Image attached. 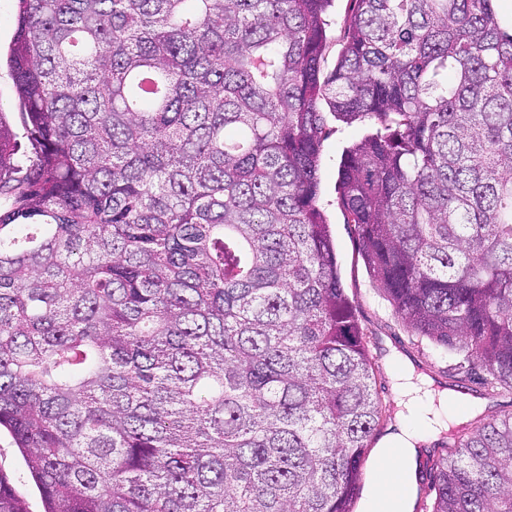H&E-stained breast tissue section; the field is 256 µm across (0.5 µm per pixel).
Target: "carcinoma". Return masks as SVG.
Here are the masks:
<instances>
[{
    "mask_svg": "<svg viewBox=\"0 0 512 512\" xmlns=\"http://www.w3.org/2000/svg\"><path fill=\"white\" fill-rule=\"evenodd\" d=\"M18 0L0 114V428L45 512H352L390 417L318 205L415 336L512 390V32L494 0ZM427 512H512V416ZM0 512H27L0 474ZM17 12L18 7L15 0H0V104L2 112L8 117L10 128L15 140L18 142V146L21 145L18 154L15 156L17 160H21L23 152L27 147V140L24 137V130L19 119L18 98L14 79L4 62L6 52L16 30ZM354 7L353 0H335L329 8L327 20V37L328 43L322 61V71L324 74L330 72L341 50L342 40L344 36V23L346 18L350 15Z\"/></svg>",
    "mask_w": 512,
    "mask_h": 512,
    "instance_id": "cac0c4a2",
    "label": "carcinoma"
}]
</instances>
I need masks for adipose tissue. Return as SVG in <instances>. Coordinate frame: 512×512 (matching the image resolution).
I'll return each instance as SVG.
<instances>
[{"label": "adipose tissue", "mask_w": 512, "mask_h": 512, "mask_svg": "<svg viewBox=\"0 0 512 512\" xmlns=\"http://www.w3.org/2000/svg\"><path fill=\"white\" fill-rule=\"evenodd\" d=\"M394 386L400 398V413L404 424L391 434L379 448V456H386L388 449H395L394 467L401 474H409L414 466L417 444L425 434L436 432L443 418L448 415V396H441L438 405L428 406L427 396L413 382L410 374L397 370L393 373Z\"/></svg>", "instance_id": "1"}]
</instances>
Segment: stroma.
<instances>
[{"mask_svg": "<svg viewBox=\"0 0 512 512\" xmlns=\"http://www.w3.org/2000/svg\"><path fill=\"white\" fill-rule=\"evenodd\" d=\"M325 129L319 158V204L330 225L342 284L362 328L372 338L371 352L378 365L376 389L382 401L398 407L392 373L401 364L414 377L425 378L433 395L445 392L461 401V409L453 416L454 425L486 422L512 414L511 391L491 388L480 379L459 374V356L428 339L411 335L383 290L368 276L354 228L347 224L339 205L337 179L347 148L374 132L375 125L367 119L348 124L330 116ZM442 440V434L438 433L418 446L417 465L411 476L417 504H429L435 496L431 467L441 452ZM0 473L10 478L17 494L25 501L27 512H43L41 498L26 477L24 462L6 434L0 436Z\"/></svg>", "mask_w": 512, "mask_h": 512, "instance_id": "stroma-1", "label": "stroma"}]
</instances>
